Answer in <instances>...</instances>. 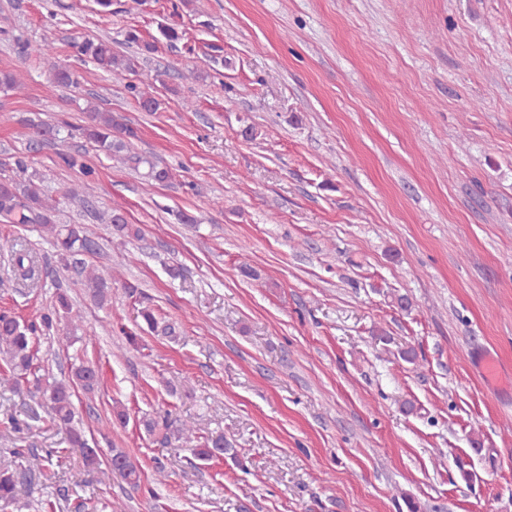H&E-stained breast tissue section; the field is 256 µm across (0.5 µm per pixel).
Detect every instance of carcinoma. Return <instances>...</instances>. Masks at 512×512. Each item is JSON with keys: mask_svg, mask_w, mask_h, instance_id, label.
<instances>
[{"mask_svg": "<svg viewBox=\"0 0 512 512\" xmlns=\"http://www.w3.org/2000/svg\"><path fill=\"white\" fill-rule=\"evenodd\" d=\"M161 38L169 43L183 39L184 34L176 25L164 23L158 27ZM159 38V39H161ZM158 38L146 41L134 32L126 33V41L137 46L140 54H151L156 49ZM17 53L22 57L38 55L46 60L51 59L52 45L48 41L33 44L19 37L14 39ZM73 55L81 60H90L106 72L133 70L131 59L118 54L112 47V41L103 38L83 37L71 43ZM159 74L143 73L139 84L128 86L130 91L138 95L140 107L146 112H154L159 108V101L148 92ZM62 126L47 122L34 125L33 138L28 151L37 149L40 142H64L60 137ZM79 135L95 145L97 150L112 159L126 162L134 160L137 164L147 166L145 182L147 185L166 183L174 178L172 169L161 167L146 158L128 155L129 139L136 137L134 130L119 117L97 108L90 110L88 121L83 125L70 126L67 136ZM60 162L68 168H77L84 181L68 187L64 199L83 201L85 189L95 175V170L87 165L82 155L61 150L58 152ZM59 212V201L49 197L41 184L31 177L0 178V221L5 224H38L53 241L57 255L63 268L74 269L82 278L86 296L93 304L103 308L112 303V268L106 265L88 266L86 257L94 253L98 243L93 233L83 224H61L55 219ZM108 223L112 230V243L122 246L130 237H140V228L128 222L124 210L119 206L112 207L108 215ZM13 268L24 281L39 280L40 270L34 257L28 251H16L12 254ZM83 319L82 312L75 308L64 289H58L55 300L40 315L29 321H21L9 311L0 312V388L16 389L31 374L34 359V344L43 335L58 329L65 321L71 326ZM99 385V374L95 367L80 363L71 366L68 377L42 385L36 379L34 392L40 394L49 409L53 421L68 433L71 448L82 455L89 467L101 466L98 449L89 444L87 436L75 420L73 397L76 390L93 394ZM142 425L146 432L154 433L161 427L165 430V438L174 439L185 444H194L192 451L200 461H208L216 454L235 456V449L229 447L224 436L199 440L196 426L191 420L171 417L165 413L153 418H145ZM102 474L118 477L130 488L137 490L141 486L143 471L139 461L123 448L111 449L106 461V469ZM0 507L11 512H28L30 505L19 501L16 496V483L13 474L0 470Z\"/></svg>", "mask_w": 512, "mask_h": 512, "instance_id": "carcinoma-1", "label": "carcinoma"}]
</instances>
